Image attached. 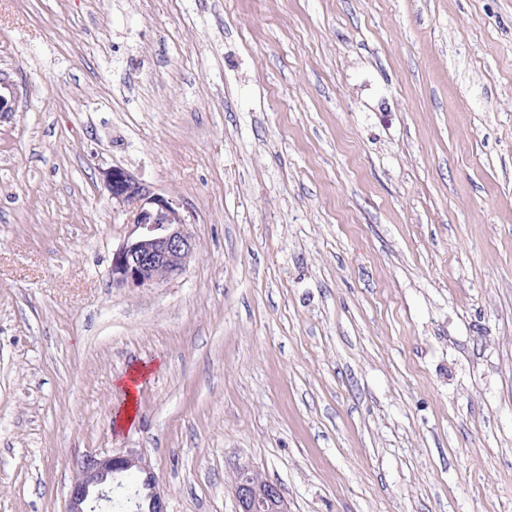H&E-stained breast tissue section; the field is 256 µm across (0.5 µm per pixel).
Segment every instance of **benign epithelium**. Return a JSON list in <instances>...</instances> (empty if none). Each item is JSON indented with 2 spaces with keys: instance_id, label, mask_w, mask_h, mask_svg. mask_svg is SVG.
<instances>
[{
  "instance_id": "benign-epithelium-1",
  "label": "benign epithelium",
  "mask_w": 512,
  "mask_h": 512,
  "mask_svg": "<svg viewBox=\"0 0 512 512\" xmlns=\"http://www.w3.org/2000/svg\"><path fill=\"white\" fill-rule=\"evenodd\" d=\"M17 84L0 72V123L16 112ZM102 182L115 209L131 214L127 238L112 251V285L140 289L179 278L195 253L180 206L153 192L120 166L102 171ZM131 475L146 491L148 512H166L164 492L145 455L136 450L112 456L86 455L77 462L63 512H95L112 501V487H121ZM237 512H288L280 485L256 477V469L239 465L232 484Z\"/></svg>"
}]
</instances>
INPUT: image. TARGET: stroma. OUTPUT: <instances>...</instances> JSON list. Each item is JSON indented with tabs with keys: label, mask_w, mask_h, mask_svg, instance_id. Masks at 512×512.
Masks as SVG:
<instances>
[{
	"label": "stroma",
	"mask_w": 512,
	"mask_h": 512,
	"mask_svg": "<svg viewBox=\"0 0 512 512\" xmlns=\"http://www.w3.org/2000/svg\"><path fill=\"white\" fill-rule=\"evenodd\" d=\"M0 70V512L129 448L167 512L242 463L288 512H512V0H0ZM113 166L181 277L113 286ZM17 90L14 80L0 72V124L10 120L16 112ZM148 372L149 369L143 364L136 365L128 371L127 377L118 381L117 387L125 393V404L116 414L119 425H128L134 421L136 413L135 390L140 386L139 380L145 378Z\"/></svg>",
	"instance_id": "35a3bbf8"
}]
</instances>
